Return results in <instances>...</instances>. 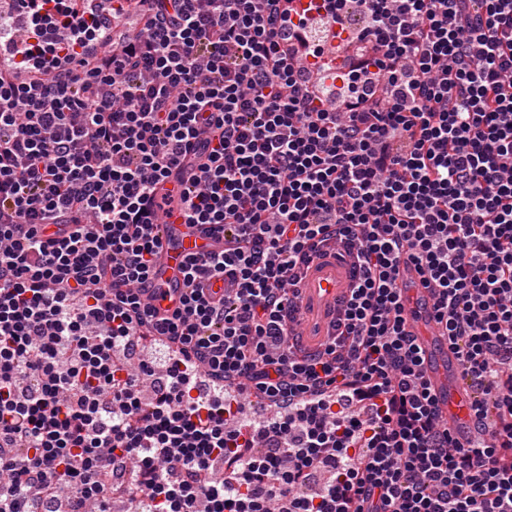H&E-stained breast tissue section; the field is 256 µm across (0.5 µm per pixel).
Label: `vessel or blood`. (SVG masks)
<instances>
[{
    "label": "vessel or blood",
    "mask_w": 512,
    "mask_h": 512,
    "mask_svg": "<svg viewBox=\"0 0 512 512\" xmlns=\"http://www.w3.org/2000/svg\"><path fill=\"white\" fill-rule=\"evenodd\" d=\"M162 242L158 262L145 286L144 300L159 315L167 316L184 292L183 265L189 256L216 249L214 239L197 228H187L177 216L156 226ZM351 277L350 258L328 254L310 269L304 282L296 334L310 350L320 348L334 332L337 310L347 293ZM399 280L409 331L416 337L423 368L430 381L440 419L454 435L466 434L471 425V406L476 391L464 376L460 360L448 345L433 318L432 293L417 269L402 266Z\"/></svg>",
    "instance_id": "1"
}]
</instances>
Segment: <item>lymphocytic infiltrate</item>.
Listing matches in <instances>:
<instances>
[{
	"mask_svg": "<svg viewBox=\"0 0 512 512\" xmlns=\"http://www.w3.org/2000/svg\"><path fill=\"white\" fill-rule=\"evenodd\" d=\"M28 7L0 16V512H108L118 462L144 512H512V0ZM172 213L224 245L158 320ZM333 250L351 283L310 352ZM403 264L477 438L437 414ZM230 387L280 415L243 429ZM351 259L329 253L310 269L304 282L296 335L308 350H316L335 332L337 310L347 293Z\"/></svg>",
	"mask_w": 512,
	"mask_h": 512,
	"instance_id": "f902f5d3",
	"label": "lymphocytic infiltrate"
}]
</instances>
